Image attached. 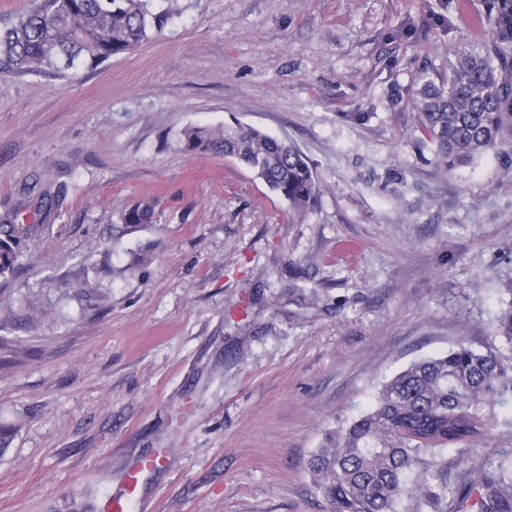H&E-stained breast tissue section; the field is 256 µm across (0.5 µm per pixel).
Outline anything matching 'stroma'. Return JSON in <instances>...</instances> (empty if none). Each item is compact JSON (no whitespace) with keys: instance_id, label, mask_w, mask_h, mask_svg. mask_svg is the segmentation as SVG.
Listing matches in <instances>:
<instances>
[{"instance_id":"1","label":"stroma","mask_w":512,"mask_h":512,"mask_svg":"<svg viewBox=\"0 0 512 512\" xmlns=\"http://www.w3.org/2000/svg\"><path fill=\"white\" fill-rule=\"evenodd\" d=\"M494 0H164L94 69L0 74V512H93L154 448L141 512H328L310 469L382 382L495 343L512 304V142L444 171L410 100ZM293 142L299 215L190 126ZM151 202V223L121 211ZM512 444L445 450L449 488ZM32 228L30 224H0V277L13 276L24 268V254L19 245Z\"/></svg>"}]
</instances>
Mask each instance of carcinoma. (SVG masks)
<instances>
[{"label": "carcinoma", "mask_w": 512, "mask_h": 512, "mask_svg": "<svg viewBox=\"0 0 512 512\" xmlns=\"http://www.w3.org/2000/svg\"><path fill=\"white\" fill-rule=\"evenodd\" d=\"M170 13L154 0H40L0 30V71L64 75L128 53L159 34ZM493 50L462 49L436 83L424 80L412 108L421 141L435 147L445 171L496 149L512 136V73L493 65L512 49V0L490 17ZM187 153L216 152L244 163L292 211L305 213L320 191L316 173L294 144L238 125L182 132ZM152 205L122 211L126 224H148ZM30 224H0V277L24 268L19 248ZM512 441V360L490 344L459 345L422 358L383 382L370 406L326 434L310 468L331 512L438 510L446 481L444 450L466 451L496 426ZM457 512H512V461L470 477L456 489Z\"/></svg>", "instance_id": "carcinoma-1"}]
</instances>
